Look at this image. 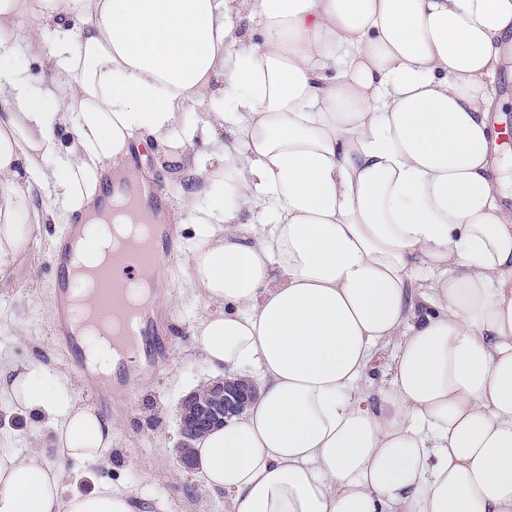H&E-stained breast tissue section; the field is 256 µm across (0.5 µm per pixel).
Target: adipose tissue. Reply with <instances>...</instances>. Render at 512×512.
I'll return each instance as SVG.
<instances>
[{
    "instance_id": "1",
    "label": "adipose tissue",
    "mask_w": 512,
    "mask_h": 512,
    "mask_svg": "<svg viewBox=\"0 0 512 512\" xmlns=\"http://www.w3.org/2000/svg\"><path fill=\"white\" fill-rule=\"evenodd\" d=\"M511 44L512 0H0V272L150 139L188 176V284L214 308L194 346L255 388L195 444L206 488L231 512H512V209L489 91ZM396 337L372 398L359 381ZM0 395L45 415L62 457L111 444L35 365L0 371ZM0 512L135 508L1 453Z\"/></svg>"
}]
</instances>
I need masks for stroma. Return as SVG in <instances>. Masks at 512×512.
I'll return each instance as SVG.
<instances>
[{
    "mask_svg": "<svg viewBox=\"0 0 512 512\" xmlns=\"http://www.w3.org/2000/svg\"><path fill=\"white\" fill-rule=\"evenodd\" d=\"M141 174L161 184L171 205L172 221L179 224L183 253L171 276L170 307L177 325L170 348V365L148 377L142 389L128 399L126 418L112 426V444L101 464L62 459L46 436L37 414L16 410L0 397V453L26 456L42 453L45 463L62 469L66 492L110 488L130 493L136 512H229L226 495H212L198 472L185 471L176 458V414L182 399L211 378L193 347V333L210 311L202 292L187 284V247L195 234L175 187L173 171L161 154L141 148ZM36 243L27 245L13 264L0 273V365H39L46 382L65 387L79 405H90L89 380L78 374L70 358L50 336V284L47 265L51 241L62 225H37Z\"/></svg>",
    "mask_w": 512,
    "mask_h": 512,
    "instance_id": "1",
    "label": "stroma"
}]
</instances>
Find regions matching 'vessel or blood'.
<instances>
[{"label":"vessel or blood","mask_w":512,"mask_h":512,"mask_svg":"<svg viewBox=\"0 0 512 512\" xmlns=\"http://www.w3.org/2000/svg\"><path fill=\"white\" fill-rule=\"evenodd\" d=\"M125 196L129 208L145 221L154 224L156 234L146 250H131L115 259L111 267L100 273L112 292V310L126 309V296L131 282L138 279L142 257L152 263L156 289L143 309L137 327L130 336L117 337L118 346L128 349L132 361H117L111 381L96 385L93 398L105 413L115 411L117 403L126 401L141 389L145 374L158 373L169 366V349L174 334L172 313L163 303L168 294L167 271L179 254V232L171 222V211L161 186L144 180L136 168L130 167L121 175L112 177L107 198L98 199L92 213L76 214L72 224L66 225L56 237L49 251V263L53 269L50 293V333L56 346L67 353L75 363L83 361V337L73 316L70 292L74 275L70 262L71 244L83 232L90 214H104L112 207V198Z\"/></svg>","instance_id":"b4317fda"}]
</instances>
